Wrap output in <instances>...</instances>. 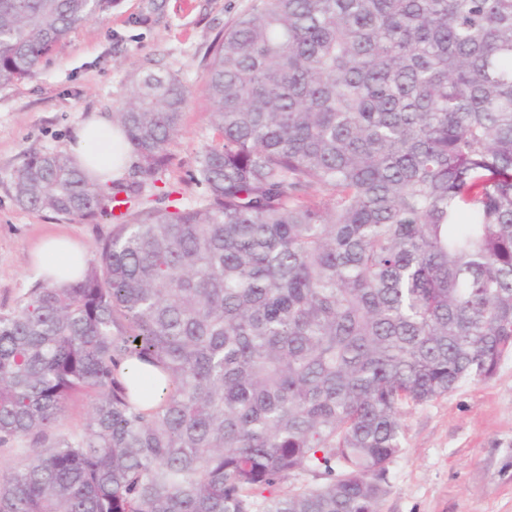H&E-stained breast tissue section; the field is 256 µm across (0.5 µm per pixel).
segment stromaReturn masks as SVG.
<instances>
[{"label":"stroma","instance_id":"obj_1","mask_svg":"<svg viewBox=\"0 0 512 512\" xmlns=\"http://www.w3.org/2000/svg\"><path fill=\"white\" fill-rule=\"evenodd\" d=\"M256 0H114L110 12L74 30L35 78L0 88V311L22 305L40 277L30 253L64 234L98 263L116 228L114 215L67 218L20 206L14 177L30 157L66 154L76 127L111 115L142 69L178 74L192 94L148 206H192L201 146L219 143L204 89L209 48ZM402 451L388 466L380 512H512V352L484 382L405 408Z\"/></svg>","mask_w":512,"mask_h":512}]
</instances>
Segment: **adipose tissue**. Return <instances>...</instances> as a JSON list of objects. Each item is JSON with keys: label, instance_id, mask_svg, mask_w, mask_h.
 <instances>
[{"label": "adipose tissue", "instance_id": "1", "mask_svg": "<svg viewBox=\"0 0 512 512\" xmlns=\"http://www.w3.org/2000/svg\"><path fill=\"white\" fill-rule=\"evenodd\" d=\"M121 134L106 116L91 115L77 127L68 144V156L88 167L94 182L108 189L112 180L124 175L134 161L132 154L115 160L114 148ZM83 245L65 236L45 238L33 253V263L42 280L59 281L74 274L85 263Z\"/></svg>", "mask_w": 512, "mask_h": 512}]
</instances>
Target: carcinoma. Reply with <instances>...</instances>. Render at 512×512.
Listing matches in <instances>:
<instances>
[{
	"mask_svg": "<svg viewBox=\"0 0 512 512\" xmlns=\"http://www.w3.org/2000/svg\"><path fill=\"white\" fill-rule=\"evenodd\" d=\"M111 7L0 0V87ZM205 88L202 202L131 213L98 264L0 312V447L35 440L0 512H379L402 409L512 351V0H258ZM189 94L137 72L112 112L128 176L105 192L46 152L16 202L133 204ZM79 391L86 425L52 433Z\"/></svg>",
	"mask_w": 512,
	"mask_h": 512,
	"instance_id": "obj_1",
	"label": "carcinoma"
}]
</instances>
